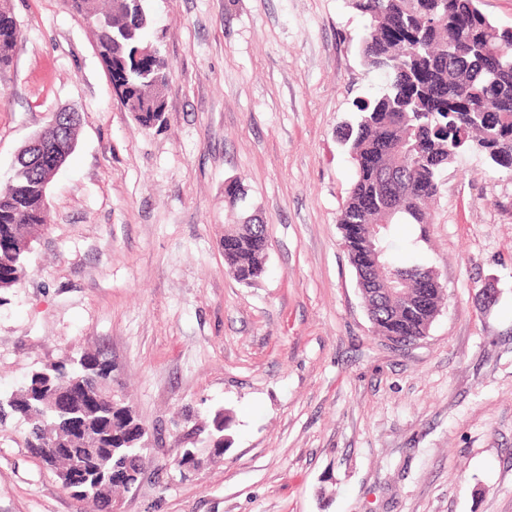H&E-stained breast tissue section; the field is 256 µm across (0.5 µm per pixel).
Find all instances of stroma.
<instances>
[{
	"instance_id": "35a3bbf8",
	"label": "stroma",
	"mask_w": 512,
	"mask_h": 512,
	"mask_svg": "<svg viewBox=\"0 0 512 512\" xmlns=\"http://www.w3.org/2000/svg\"><path fill=\"white\" fill-rule=\"evenodd\" d=\"M0 74V186L54 112L82 115L52 180L28 274L0 289V396L99 350L151 439L122 512H512V172L477 153L440 176L399 259L447 300L403 350L376 334L338 219L356 167L341 140L381 75L351 0H149L171 63L165 121L121 104L86 19L12 0ZM240 179L244 202L224 200ZM267 226L255 285L224 268V227ZM499 290L485 310L477 296ZM230 411L224 456L180 474ZM0 424V512H90ZM12 11L0 9V72H7L13 64L12 48L16 42Z\"/></svg>"
}]
</instances>
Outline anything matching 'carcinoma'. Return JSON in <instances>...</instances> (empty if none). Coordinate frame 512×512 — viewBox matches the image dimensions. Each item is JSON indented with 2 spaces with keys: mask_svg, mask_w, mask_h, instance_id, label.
Wrapping results in <instances>:
<instances>
[{
  "mask_svg": "<svg viewBox=\"0 0 512 512\" xmlns=\"http://www.w3.org/2000/svg\"><path fill=\"white\" fill-rule=\"evenodd\" d=\"M76 13L91 20L96 47L105 60L127 62L128 87L117 91L130 112L165 111L169 63L162 59L135 65V42L122 36L132 30L147 41L151 18L145 3L112 0L102 10L99 0H67ZM352 7L368 20L360 43L364 64L385 75V84L374 96L356 101L359 117L348 125L343 141L349 144L356 165V179L339 218V228L355 270L361 295L375 331L381 336L400 332V342L413 344L428 335L445 299L438 289L423 298L417 278L431 269L394 262L389 236L394 224H430V200L438 193L441 172L457 156L478 152L487 161L512 169V27L491 23L477 0H351ZM14 14L0 9V72L13 64L16 42ZM499 55L500 66L490 73L487 52ZM39 172L18 162L6 188L0 191V280L14 281L26 270V254L9 252L16 236L31 234L44 222V210L32 207L29 188ZM224 267L246 285L265 272L268 237L264 225L244 220L228 224ZM100 353L86 351L80 365L60 362L33 372L21 389L0 406V422L9 416L27 424L26 443L41 455L44 427H55L71 454L55 461L66 468L83 460V449L94 447L99 436L114 433L116 451L122 456L141 454L138 436L143 426L132 407L121 403L117 416L100 419L82 440L70 437L69 422L46 414L40 398H48L60 380L90 373L99 381ZM78 499L91 504L92 512H110L112 490L94 484Z\"/></svg>",
  "mask_w": 512,
  "mask_h": 512,
  "instance_id": "1",
  "label": "carcinoma"
}]
</instances>
